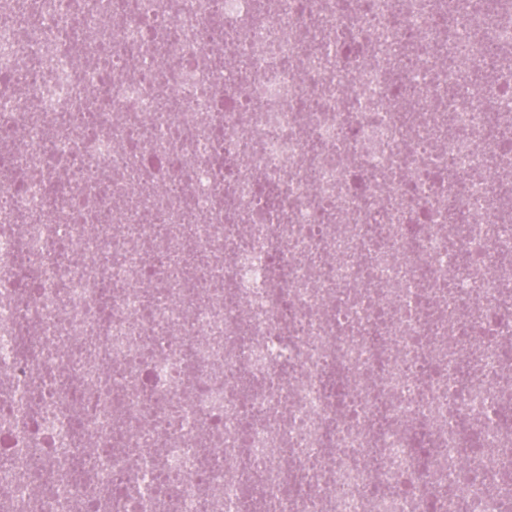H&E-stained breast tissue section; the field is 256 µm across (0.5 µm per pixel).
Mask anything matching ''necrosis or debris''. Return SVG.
<instances>
[{
    "label": "necrosis or debris",
    "mask_w": 512,
    "mask_h": 512,
    "mask_svg": "<svg viewBox=\"0 0 512 512\" xmlns=\"http://www.w3.org/2000/svg\"><path fill=\"white\" fill-rule=\"evenodd\" d=\"M432 2L0 0V512H512V18Z\"/></svg>",
    "instance_id": "1"
}]
</instances>
